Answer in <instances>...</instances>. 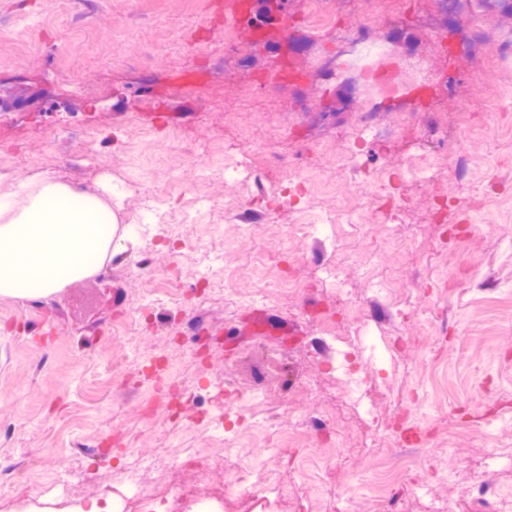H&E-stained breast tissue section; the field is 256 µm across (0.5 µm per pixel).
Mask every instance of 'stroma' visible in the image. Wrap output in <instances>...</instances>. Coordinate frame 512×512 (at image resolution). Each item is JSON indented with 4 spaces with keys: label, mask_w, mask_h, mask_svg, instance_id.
<instances>
[{
    "label": "stroma",
    "mask_w": 512,
    "mask_h": 512,
    "mask_svg": "<svg viewBox=\"0 0 512 512\" xmlns=\"http://www.w3.org/2000/svg\"><path fill=\"white\" fill-rule=\"evenodd\" d=\"M304 0H276L255 28L239 24L241 0H0V196L42 178L93 189L109 199L117 232L135 229L89 280L50 295L48 303L0 296V470L11 471L0 512H22L59 470L72 472L71 496L98 487L122 488L134 471L144 489L168 485L223 494L224 512H371L370 482L380 463L399 453L377 424L409 412L427 434L420 453L444 467L425 494L402 493L399 512H435L444 502L471 512L469 491L489 486L512 497V466L492 453L512 454V128L480 129L462 141L474 165L469 178L444 176L449 197L462 201L450 222H466L469 205L483 231L458 245L433 223L429 183L400 186L403 212L385 215L370 203L375 186L356 185L340 163L356 123L358 103L340 108L346 92L326 85L309 66L312 50L333 46L331 35L296 46L289 27ZM417 20L401 40L447 72L454 98L439 100L438 122L456 104L483 113L490 47L464 42L473 14L438 13L436 0H416ZM236 25L250 44L246 60L225 50L222 34ZM281 83L270 87L266 73ZM97 87L90 98L73 74ZM398 105L375 113L398 125L394 139L365 150L369 171L393 170L414 153L421 122L398 124ZM251 149L256 207L264 187L291 170L309 177L308 201L340 224L337 251L314 257V247L290 236L298 213L279 207L271 223L243 235L229 211L243 191L218 169L222 150ZM285 155L287 167L269 163ZM168 213L163 226L141 224L146 208ZM360 214L358 229L345 222ZM146 268L135 269L137 260ZM339 261L354 316H362L371 279H389L405 349L385 370L370 367L364 405L351 403L342 383L323 372L307 338L321 319L338 336L360 324L336 317L339 298L322 280L321 261ZM208 274L205 291L197 277ZM289 274L271 328L268 311L247 306L259 286ZM157 302L148 320L145 299ZM164 355L180 384L233 378L260 389L270 412L307 414L318 407L332 419L333 447L299 431L296 451H269L263 416L253 415L232 448L203 423L158 421L143 426L139 406L152 398L142 365ZM306 378L307 396L287 381ZM205 449L206 467L177 466V455ZM265 487L263 500L232 493L236 479Z\"/></svg>",
    "instance_id": "35a3bbf8"
}]
</instances>
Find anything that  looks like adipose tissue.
<instances>
[{
    "instance_id": "adipose-tissue-1",
    "label": "adipose tissue",
    "mask_w": 512,
    "mask_h": 512,
    "mask_svg": "<svg viewBox=\"0 0 512 512\" xmlns=\"http://www.w3.org/2000/svg\"><path fill=\"white\" fill-rule=\"evenodd\" d=\"M74 190L45 178L0 198V296H48L94 276L111 258L114 236L100 224L107 202L96 194L73 205Z\"/></svg>"
}]
</instances>
